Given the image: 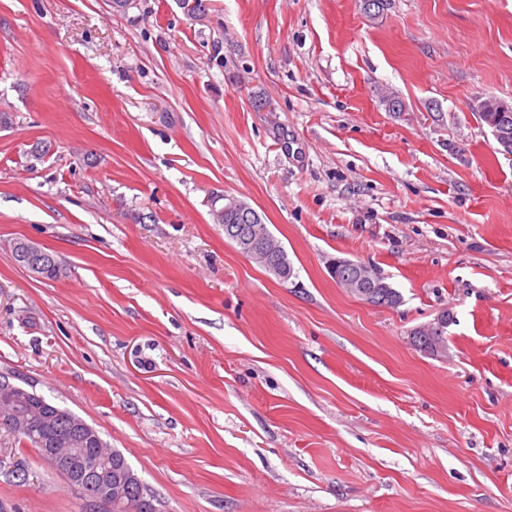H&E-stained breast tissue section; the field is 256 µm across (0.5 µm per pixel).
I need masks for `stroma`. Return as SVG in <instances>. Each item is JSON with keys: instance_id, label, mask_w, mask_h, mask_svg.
Instances as JSON below:
<instances>
[{"instance_id": "35a3bbf8", "label": "stroma", "mask_w": 512, "mask_h": 512, "mask_svg": "<svg viewBox=\"0 0 512 512\" xmlns=\"http://www.w3.org/2000/svg\"><path fill=\"white\" fill-rule=\"evenodd\" d=\"M204 3L0 0V374L159 512H512V160L469 108L512 102V0ZM216 194L292 278L225 238ZM339 259L401 303L347 293ZM444 309L445 352L419 351ZM83 509L0 433V512ZM18 243V240L15 241L12 245V256H13V259L14 261L21 267H24L23 266V261H22V258H21V251H23L24 249L23 248H20V247H16ZM25 251H28L30 253H34L33 254H25V267L26 269H28L29 272H31L33 275L37 276V277H40L37 275L41 265L43 263H45L46 261L50 260L51 259V255L46 253L45 250H41L40 248H33V247H28ZM60 274V264L58 262V260L55 258V264H48L46 266V268L41 272V277L43 279H49V280H53V279H56ZM40 277V278H41ZM348 267H350V276L345 275L342 281H338L336 279V283L339 284V282H343L346 285H352L362 288H351L352 291H365L367 288H372L371 292L368 293L365 297L362 296L361 299L365 301L368 304H371L373 306H379V305H386L389 301L396 298L399 302H395L391 304L390 307H395L401 302V295L399 292L392 287V285L387 281L385 277L380 275L377 272H372L371 268L368 267L365 264H353L352 262L346 264ZM385 282L384 288H375L373 285L374 280L377 278H382ZM340 285V284H339ZM384 301V303H383Z\"/></svg>"}]
</instances>
